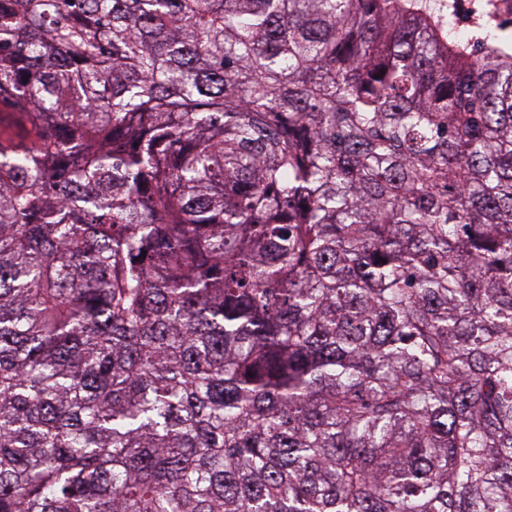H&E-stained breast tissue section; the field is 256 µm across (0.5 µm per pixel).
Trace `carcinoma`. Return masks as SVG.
<instances>
[{
	"instance_id": "cac0c4a2",
	"label": "carcinoma",
	"mask_w": 512,
	"mask_h": 512,
	"mask_svg": "<svg viewBox=\"0 0 512 512\" xmlns=\"http://www.w3.org/2000/svg\"><path fill=\"white\" fill-rule=\"evenodd\" d=\"M0 512H512V38L414 0H0ZM0 132L4 137L23 138L27 135V128L23 125L19 114L12 109L0 107Z\"/></svg>"
}]
</instances>
